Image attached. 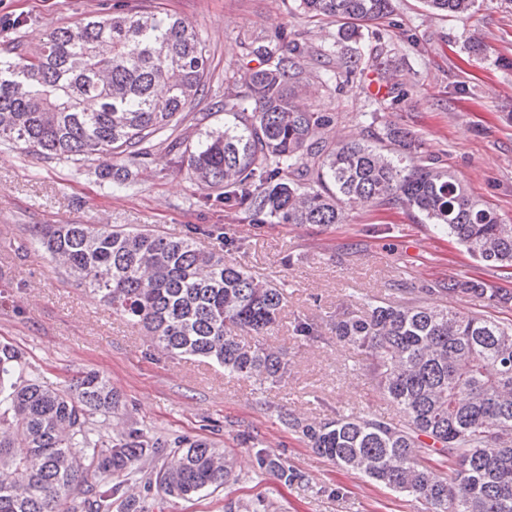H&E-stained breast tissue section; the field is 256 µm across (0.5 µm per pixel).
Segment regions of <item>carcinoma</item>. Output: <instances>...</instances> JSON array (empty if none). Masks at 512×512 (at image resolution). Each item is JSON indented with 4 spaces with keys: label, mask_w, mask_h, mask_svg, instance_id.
I'll list each match as a JSON object with an SVG mask.
<instances>
[{
    "label": "carcinoma",
    "mask_w": 512,
    "mask_h": 512,
    "mask_svg": "<svg viewBox=\"0 0 512 512\" xmlns=\"http://www.w3.org/2000/svg\"><path fill=\"white\" fill-rule=\"evenodd\" d=\"M315 20L338 23L337 42L356 45L364 30L389 17L392 0H296ZM465 17L476 0H424ZM281 45L243 44L257 62L241 69V90L216 111L192 144L176 135L209 79L206 46L183 19L157 8L112 14L50 31L38 54L23 45L0 56V144L46 161L116 159L112 185L136 183L131 166L164 146L175 162L216 199L254 221L341 224L345 209L370 203L399 207L461 245L488 266L512 269V224L473 197L449 170L416 158L419 142L390 122L356 139L329 140L330 112L301 102L309 56L326 64L331 49L279 37ZM366 66L353 48L339 71ZM337 71V72H339ZM324 69L323 82L337 76ZM196 225L181 238L150 229L97 224H36L35 241L60 261L92 298L142 326L168 354L210 360L224 375L279 383L288 353L267 342L279 324L284 289L259 280L226 256L200 247ZM400 302L368 300L361 315L345 313L336 338L365 354L370 382L404 413L403 423L340 415L324 423L284 414L280 420L319 455L395 494L423 501L428 512H512V322L430 305L435 293L512 304V291L451 276ZM248 333L254 341L244 343ZM112 383L86 371L65 389L27 373L22 352L0 344V512H111L126 495L128 476L161 443L136 432L105 446L93 418L119 411ZM21 443L23 456L14 452ZM436 454L438 472L418 462ZM256 472L288 482V460L260 448ZM100 481L91 497L67 505L88 471ZM233 457L204 440H181L174 461L159 471L164 493L188 498L237 481Z\"/></svg>",
    "instance_id": "cac0c4a2"
}]
</instances>
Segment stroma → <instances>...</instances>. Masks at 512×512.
Instances as JSON below:
<instances>
[{"instance_id":"obj_1","label":"stroma","mask_w":512,"mask_h":512,"mask_svg":"<svg viewBox=\"0 0 512 512\" xmlns=\"http://www.w3.org/2000/svg\"><path fill=\"white\" fill-rule=\"evenodd\" d=\"M393 13L360 45L381 63L350 78L314 83L304 104L332 112L333 137H362L363 115L410 129L424 157L450 169L479 199L512 222V0H478L469 17L428 11L422 0H392ZM161 7L192 25L210 52L211 78L194 110L209 124L214 109L237 91L244 39L277 41L280 32L309 46L332 44L335 24L311 20L295 0H0V54L13 41L39 49L47 34L81 19L117 11ZM479 39L483 59L469 60L465 43ZM390 81L399 101L376 95L371 81ZM106 155L90 161L48 162L15 148H0V344L23 352L28 370L45 385L64 388L82 371L110 379L122 407L98 416L103 440L137 430L167 441L210 442L241 464L238 482L190 498H173L147 479L130 487L142 512H224L233 499L271 504L274 512H425L422 502L396 496L316 454L279 419L281 413L330 421L336 415L402 421L398 406L381 395L363 370V357L340 343L338 314L361 313L368 298L399 301L401 288H423L465 275L512 289V278L474 262L462 247L397 207L359 206L345 223L262 224L222 203L165 149L145 160L137 191L111 187ZM36 224H109L182 236L193 224H215L221 238L201 239L253 276L284 285L286 305L271 337L288 352V375L260 385L227 379L222 368L171 357L153 348L139 327L91 299L65 269L34 244ZM317 325V338L294 335L297 321ZM254 438L270 454L287 458L298 477L283 482L259 474L241 445Z\"/></svg>"}]
</instances>
